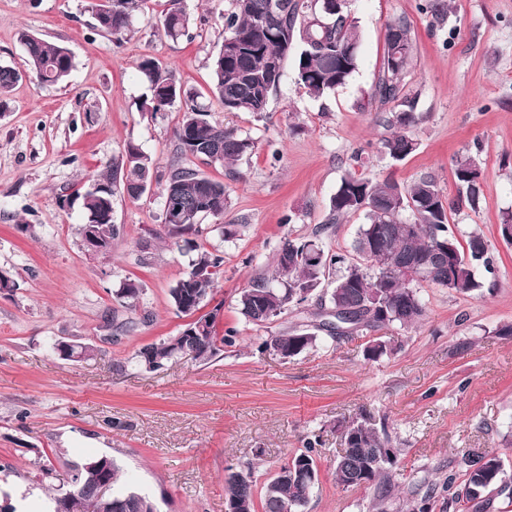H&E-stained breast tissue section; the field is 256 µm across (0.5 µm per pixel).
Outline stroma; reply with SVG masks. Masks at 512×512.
<instances>
[{
    "mask_svg": "<svg viewBox=\"0 0 512 512\" xmlns=\"http://www.w3.org/2000/svg\"><path fill=\"white\" fill-rule=\"evenodd\" d=\"M180 2L195 19L191 39H167L140 19L117 46L95 28L83 0H0V63L22 66L24 32L64 44L76 58L64 83L24 79L0 109V270L15 283L0 293V512H47L72 471L101 456L120 466L121 490L153 498L160 512H225L227 467H253L261 487L310 440L318 481L304 512H405L428 485L450 475L463 481L464 459L474 454L496 453L512 477V335L503 332L512 326V243L499 231L512 210V0H450L440 22L419 12V0H351L361 63L350 82L315 100L286 68L261 114L225 112L210 90L230 0ZM399 17L411 24L414 61L403 85L418 120L416 150L396 163L381 149L387 131L369 94L386 26ZM144 55L172 69L215 119L256 142L232 166L206 167L228 187L230 206L205 218L195 240L224 258L205 304H222L217 328H236V341L207 363L154 371L132 357L184 329L169 290L190 258L188 249L147 235L162 221L159 192L116 198L123 232L99 255L84 248L79 207L62 203L127 143L168 162L183 104L152 119L139 115L136 64ZM357 154L367 175L403 184L428 176L449 199L457 194L456 159L476 160L480 208L452 212L450 221L459 241L484 237L493 291L457 295L426 284V316L415 328L324 335L288 361L258 351V336L303 321L289 311L257 327L238 309L240 291L269 273L281 239L315 237L356 260L363 217L331 226L325 219ZM231 224L237 233L228 238ZM128 280L141 289L133 312L116 297ZM112 320L134 327L111 336L104 325ZM375 337L394 349L370 360L364 348ZM59 340L92 344L97 355L62 360ZM363 411L401 450L389 473L394 497L385 503L373 488L346 489L333 475L338 427ZM45 465L54 477L43 478Z\"/></svg>",
    "mask_w": 512,
    "mask_h": 512,
    "instance_id": "1",
    "label": "stroma"
}]
</instances>
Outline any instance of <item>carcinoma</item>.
<instances>
[{
	"label": "carcinoma",
	"mask_w": 512,
	"mask_h": 512,
	"mask_svg": "<svg viewBox=\"0 0 512 512\" xmlns=\"http://www.w3.org/2000/svg\"><path fill=\"white\" fill-rule=\"evenodd\" d=\"M232 8L224 14V41L212 62L213 92L226 112L266 111L271 96L284 76L288 58H293L295 80L305 92L319 99L346 85L360 63L361 38L351 19L348 6L328 12L322 0H278L281 7L276 22L282 33H266L269 24L267 5L270 0H231ZM85 10L94 26L121 44L134 22L147 15V0H86ZM447 0H422L419 11L437 20L444 18ZM157 28L172 40L191 37L192 18L173 0L172 7L156 22ZM26 68L0 63V96L6 95L25 75L41 84H57L76 67L75 56L65 46L23 33L20 36ZM237 52L229 55L226 48ZM414 57L410 25L398 18L386 27L385 50L373 86L371 98L385 113L382 123L395 128L382 141L384 152L402 161L417 147L409 134L416 123L415 100L403 93L402 79ZM136 68L145 84V93L136 102L143 115L155 116L164 107L181 98V88L172 72L154 58L145 55ZM175 148L164 170L138 145L130 142L105 170L66 196L69 204H78L83 215L79 234L89 232L103 246H110L121 235L113 218L115 198L141 199L157 187L167 207L163 208L162 229L152 233L173 245L185 234L200 235V220L207 216L222 217L230 200L224 182L208 176L200 166L232 164L254 148V141L243 137L224 123L212 118L201 104L189 100L181 121L174 131ZM453 177L458 188L454 200L443 197L434 180L419 178L403 185L391 178L378 179L348 170L340 178L329 201L327 223L361 214V225L354 251L359 261L348 262L342 255L322 250L323 264L308 261L306 249L314 239L285 238L276 247L271 274L251 280L241 290L238 307L255 326H262L285 313L292 305L294 289L315 291L322 278L333 276L329 295L331 307L348 315L353 330L378 331L388 327L409 329L425 314L418 288L424 283L470 295L484 287L478 280L480 266L493 270L483 236L473 232L466 245L459 244L450 223V213L465 206L472 211L480 207V171L470 158L454 164ZM224 257L204 248H194L188 271L170 289L176 310L191 316L213 292L222 273ZM391 267L402 274L384 281ZM424 267L427 273L414 278L410 273ZM122 303L131 311L140 306L141 289L132 281L120 288ZM204 323L195 361L205 363L220 351V345L233 341L235 331L219 335L216 323L201 316ZM316 325L288 329L258 337V349L268 348L292 359L319 342ZM137 362L159 369L174 359L168 340L148 344L135 354ZM344 449L334 462L336 482L344 488L375 487L383 501L393 495L388 471L397 463L398 454L386 456L372 465L382 449L391 447L385 430L372 418L361 413L348 421L342 430ZM462 488L455 495L460 512H483L487 508L485 492L493 487L509 489L503 464L494 453L472 456L466 460ZM281 470L288 475L273 479L265 486L263 512H300L311 494L303 477L317 472L314 448L291 457ZM254 473L251 469L227 468L224 492L236 512H255Z\"/></svg>",
	"instance_id": "carcinoma-1"
}]
</instances>
